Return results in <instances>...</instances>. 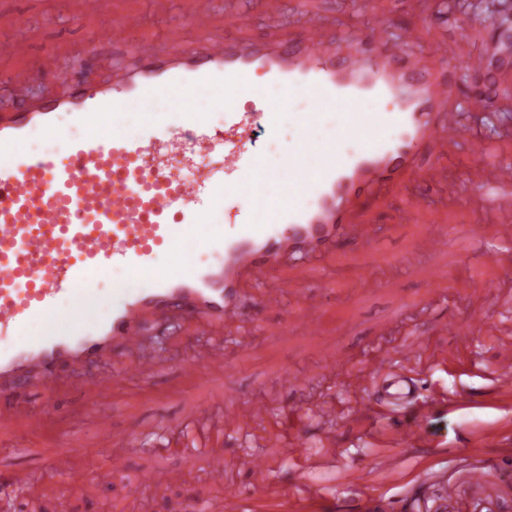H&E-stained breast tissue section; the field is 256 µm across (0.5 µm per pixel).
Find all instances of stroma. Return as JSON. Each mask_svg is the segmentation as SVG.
<instances>
[{"instance_id":"obj_1","label":"stroma","mask_w":512,"mask_h":512,"mask_svg":"<svg viewBox=\"0 0 512 512\" xmlns=\"http://www.w3.org/2000/svg\"><path fill=\"white\" fill-rule=\"evenodd\" d=\"M251 12L253 35L296 34L321 26L343 34L349 28L411 25L415 48L427 68L463 63L488 49L486 20L441 12V0H220ZM147 30L163 32L170 14H185L189 0H126ZM30 25L17 30L13 19ZM105 18L86 17L81 0H0V110L17 98L11 70L44 59L63 65L81 55L91 34L108 28ZM438 45L439 56L429 54ZM492 109L461 113V122L486 138L495 158L512 161V70L493 75ZM448 187L430 192L404 183L371 207L365 217L376 233L365 245L345 243L312 269L282 267L283 305L201 334L170 323L150 330L143 350L156 364L139 380L112 387L110 431L90 414L98 396L73 393L63 383L31 388L26 412L0 405V476L41 472L60 447L97 452L109 437L127 450L119 473L103 480L83 469L40 482L31 507L55 512L61 492L71 512H187L195 501L205 512H512V367L500 359L512 348V223H497L481 190L464 184L471 158L462 142L446 148ZM417 207L412 221L405 209ZM482 227L473 238L471 225ZM443 232L444 244L407 261L415 241ZM322 294L315 317L302 307L307 290ZM224 346V365L207 367L206 353ZM421 344L418 356L405 350ZM422 379L414 399L377 405L368 393H352L357 376L376 377L374 354ZM255 402L269 406L270 423L224 424V413ZM54 404L39 433L29 415ZM212 410L221 436L224 483L210 485L207 457L180 438L177 426L188 406ZM336 407L340 419L321 412ZM303 417L294 450L275 436L283 412ZM172 443L166 454L157 448ZM256 458L270 480L255 488L247 458ZM392 476H385V462ZM176 469L183 482L143 487L149 471Z\"/></svg>"}]
</instances>
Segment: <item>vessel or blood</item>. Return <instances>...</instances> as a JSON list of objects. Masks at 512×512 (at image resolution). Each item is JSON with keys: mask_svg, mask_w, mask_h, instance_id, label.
Returning <instances> with one entry per match:
<instances>
[{"mask_svg": "<svg viewBox=\"0 0 512 512\" xmlns=\"http://www.w3.org/2000/svg\"><path fill=\"white\" fill-rule=\"evenodd\" d=\"M86 15L111 17L110 30L92 35L79 65L52 69L63 90L51 99L20 101L0 113V403L23 410L37 383L70 381L75 391L104 393L125 372L122 356L142 353L148 326L173 318L194 321L200 332L246 317L248 307L284 301L276 272L284 259L315 265L346 242L371 239V224L354 220L391 183L413 173L420 187L448 183L439 157L448 142L463 139L473 163L466 182L482 186L489 148L463 133L448 101L463 96L471 113L490 101L483 89L461 93L446 73H429L412 49L415 28L397 33L367 28L339 38L309 29L293 38L252 40L250 15L219 11L217 0H191L185 42L170 34L173 54L161 55L155 36L143 33L137 13L115 0H81ZM224 18L215 34L216 16ZM124 60L105 86L81 79L101 48ZM512 64V38L493 53L468 58L466 74L480 78L493 66ZM41 63L12 71L19 92L31 91ZM264 75L265 86L254 83ZM310 98L307 112H292L299 132L284 145L276 165H262L251 144L257 126L275 129L269 88ZM221 100L222 125H208L205 110ZM82 126L60 162L27 151L29 140L59 134L58 114ZM331 116L340 135L359 137L363 150L347 157L332 149L323 124ZM218 151L224 175L197 166L196 155ZM496 191L484 200L498 219L512 222V162L495 168ZM234 209L239 226L225 234L217 216ZM213 243L224 260L210 268L192 261L194 245ZM124 279L110 300L94 284L108 271ZM111 359V372L83 371V364ZM372 390L380 401L413 399L415 378L383 366ZM261 403L245 413L229 410L226 423L258 425L269 416ZM207 446L212 481L224 480V453ZM78 451L60 448L44 473H71Z\"/></svg>", "mask_w": 512, "mask_h": 512, "instance_id": "b4317fda", "label": "vessel or blood"}]
</instances>
